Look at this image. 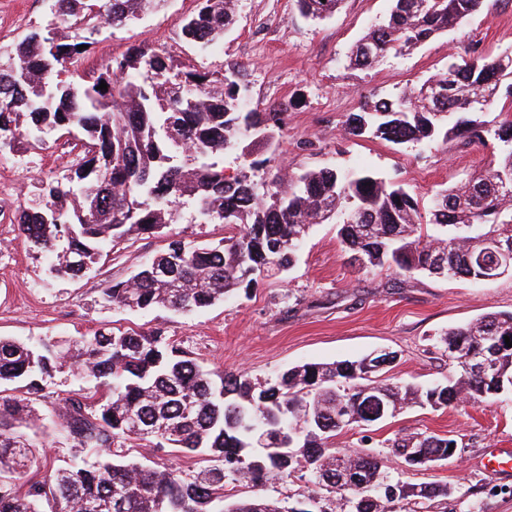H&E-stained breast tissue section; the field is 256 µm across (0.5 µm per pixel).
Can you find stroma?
Returning a JSON list of instances; mask_svg holds the SVG:
<instances>
[{
    "label": "stroma",
    "mask_w": 512,
    "mask_h": 512,
    "mask_svg": "<svg viewBox=\"0 0 512 512\" xmlns=\"http://www.w3.org/2000/svg\"><path fill=\"white\" fill-rule=\"evenodd\" d=\"M391 7V0H344L335 15L314 22L300 14L295 0H238L234 25L204 52L183 39L178 26L195 11V0H166L124 27L102 30L78 65L89 71L129 46L147 44L185 65L244 68L248 106L285 117L278 143L255 149L267 175L322 167L368 170L405 185L425 206L436 191L481 171L491 146L460 138L397 145L368 133L346 135V120L366 97L422 84L447 66L449 55H512V0H490L488 11L462 27L405 54L387 55L372 68L350 66L352 46ZM48 15L47 0H0V43L20 40ZM69 151L64 139L52 134L44 149L0 157V176L14 187L13 197L0 198V336L36 345L102 327L160 328L210 369L241 371L259 380L305 362L353 360L386 350L397 357L387 379L426 387L450 374L448 359L435 343L438 332L488 313L512 312L510 276L482 287L420 276L398 281L390 272L354 266L334 224L313 225L287 274L260 278L249 292L212 307L174 313L106 306L100 298L106 283L131 275L166 241L139 234L101 253L81 277L51 274L47 258L33 251L12 218L20 206L38 198L47 179L63 174ZM403 434L454 436L457 455L438 467L406 468L390 456L388 446ZM38 440L44 449L31 464L34 476L79 453L52 426ZM335 442L344 455L372 447L405 483L457 489L447 506L397 501L394 512H470L475 504L483 512H512V472L495 476L481 464L487 449L512 448V395L437 411L414 406L378 425L342 431ZM264 493L285 508L307 503L313 495L322 512H346L344 500L315 491L304 470L288 481L267 484Z\"/></svg>",
    "instance_id": "stroma-1"
}]
</instances>
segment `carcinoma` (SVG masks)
Returning <instances> with one entry per match:
<instances>
[{"label": "carcinoma", "mask_w": 512, "mask_h": 512, "mask_svg": "<svg viewBox=\"0 0 512 512\" xmlns=\"http://www.w3.org/2000/svg\"><path fill=\"white\" fill-rule=\"evenodd\" d=\"M50 16L9 52L0 50V157L38 150L44 135L80 134L78 161L46 181L38 203L21 207L15 223L50 271L79 276L101 251L133 231L159 233L190 205L204 222L223 224L224 240L191 245L180 239L143 268L109 282L103 302L126 310L191 312L247 290L263 275L289 270L314 224H338L342 246L362 269L404 276H442L474 285L512 276L499 267L489 236L512 240V120L487 128L472 111L493 103L512 59L452 56L420 87L362 102L346 130L394 144L464 138L496 150L483 174L437 191L423 219L419 200L369 171L324 167L292 180L258 177L265 160L244 145L273 143L278 112L245 109L244 73L236 66L199 69L174 62L149 45H133L101 68H74L104 26L122 27L163 0H49ZM315 21L342 0H296ZM485 0H393L388 16L353 48L350 63L368 68L403 54L479 12ZM233 0H200L179 22L181 35L206 50L234 24ZM107 89L100 90V83ZM241 148L240 171L224 173V152ZM512 313L484 315L440 335L454 375L423 388L382 379L368 357L304 363L255 382L242 372H214L160 329L142 334L103 329L39 346L0 336V512H282L261 494L301 469L318 488L339 490L348 512H387L400 500L441 502L448 485L393 480L382 459L361 449L339 458L337 433L372 425L412 404L432 408L512 394ZM65 366L93 382L36 413L44 383ZM350 422L333 419L336 407ZM61 426L78 448L99 457L75 462L39 480L23 478L37 445L31 434ZM267 434L265 452L254 435ZM148 441L201 457L196 469L148 467L130 455ZM450 436H403L392 456L416 467L448 460ZM257 492L239 497L229 485Z\"/></svg>", "instance_id": "obj_1"}]
</instances>
